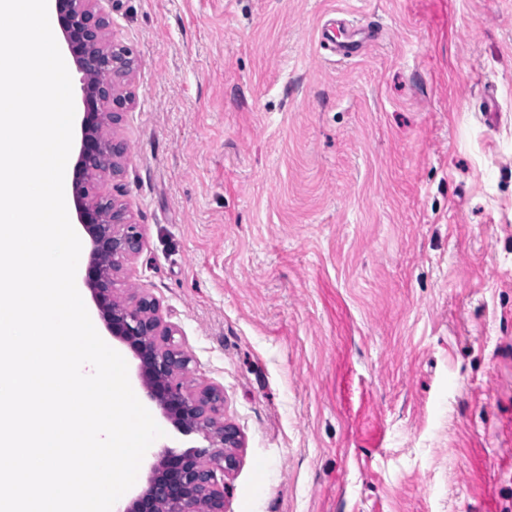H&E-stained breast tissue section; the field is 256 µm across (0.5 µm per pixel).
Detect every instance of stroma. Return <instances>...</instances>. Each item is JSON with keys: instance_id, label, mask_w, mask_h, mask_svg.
Here are the masks:
<instances>
[{"instance_id": "stroma-1", "label": "stroma", "mask_w": 512, "mask_h": 512, "mask_svg": "<svg viewBox=\"0 0 512 512\" xmlns=\"http://www.w3.org/2000/svg\"><path fill=\"white\" fill-rule=\"evenodd\" d=\"M114 129L227 512H512V0H107ZM343 19L376 40L344 59Z\"/></svg>"}]
</instances>
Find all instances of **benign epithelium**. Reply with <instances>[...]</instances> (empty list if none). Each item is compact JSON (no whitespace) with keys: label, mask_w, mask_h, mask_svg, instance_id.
Listing matches in <instances>:
<instances>
[{"label":"benign epithelium","mask_w":512,"mask_h":512,"mask_svg":"<svg viewBox=\"0 0 512 512\" xmlns=\"http://www.w3.org/2000/svg\"><path fill=\"white\" fill-rule=\"evenodd\" d=\"M101 0H54L60 31L81 74L84 107L80 140L72 181L78 223L88 239L83 285L91 292L99 317L112 336L120 339L139 361L146 397L156 403L176 427L197 433L209 448H161L154 453L147 487L113 512H224V474L237 466L231 448L241 446L238 431L216 426L215 415L224 403L223 393L207 388L194 395L185 391L181 377L191 359L174 342L177 329L164 320L159 302L140 296L133 304L114 298L112 270L119 260L142 248L139 226L130 222L127 207L110 193L92 190L91 178L100 171L118 172L116 159L125 147L103 135L107 120L116 124L128 111L130 97L124 85L135 67L130 48L114 42L103 44L110 25ZM105 74L94 83L89 77Z\"/></svg>","instance_id":"obj_1"}]
</instances>
